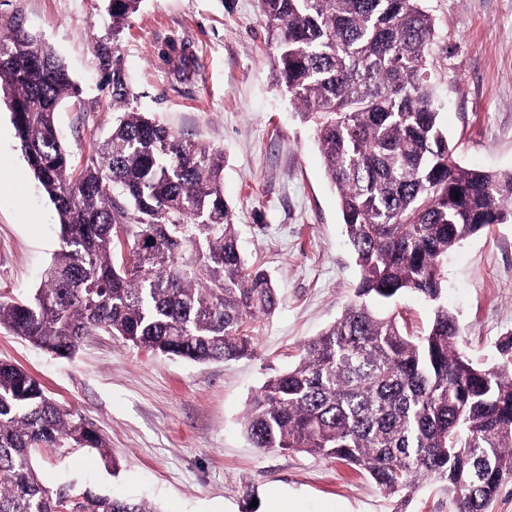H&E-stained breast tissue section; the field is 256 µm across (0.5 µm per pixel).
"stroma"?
I'll list each match as a JSON object with an SVG mask.
<instances>
[{
	"instance_id": "1",
	"label": "stroma",
	"mask_w": 512,
	"mask_h": 512,
	"mask_svg": "<svg viewBox=\"0 0 512 512\" xmlns=\"http://www.w3.org/2000/svg\"><path fill=\"white\" fill-rule=\"evenodd\" d=\"M445 51L437 57L442 121L460 165L512 172V0H424ZM108 0H0L62 60L79 89L56 119L75 170L118 113L147 112L222 150L224 198L249 264L267 270L279 308L253 321L251 354L204 363L150 353L100 332L69 358L0 330V360L34 375L103 434L119 462L93 451L40 449L51 488L150 502L160 512H269L274 492L301 512H453L435 482L389 495L340 461L263 452L243 429L252 396L298 362L355 298L359 272L337 195L311 127L279 86L257 0H142L113 32ZM187 39L196 64L177 73L159 55ZM58 219L17 147L0 95V294L27 297L59 244ZM442 303L477 363L512 336V223L465 240L445 263Z\"/></svg>"
}]
</instances>
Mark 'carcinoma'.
<instances>
[{
  "label": "carcinoma",
  "mask_w": 512,
  "mask_h": 512,
  "mask_svg": "<svg viewBox=\"0 0 512 512\" xmlns=\"http://www.w3.org/2000/svg\"><path fill=\"white\" fill-rule=\"evenodd\" d=\"M140 3L110 0L114 31ZM259 3L281 85L338 194L360 282L299 361L253 396L244 432L263 451L339 460L389 494L441 482L454 512H488L512 486V337L497 344L501 362L474 364L439 297L448 252L512 223V173L457 163L423 0ZM0 91L59 226L39 288L21 300L0 295V329L64 358L101 330L193 362L250 352L247 321L273 314L280 298L267 273L246 266L224 201V153L147 113L122 112L74 174L56 112L78 88L13 20L0 25ZM405 292L435 304L419 334L378 310ZM38 448L94 450L118 467L80 414L1 361L0 512L69 508L34 469ZM84 499L91 512H161L141 499Z\"/></svg>",
  "instance_id": "1"
}]
</instances>
